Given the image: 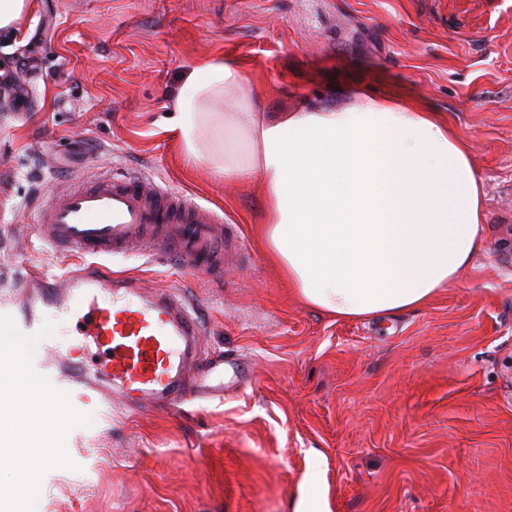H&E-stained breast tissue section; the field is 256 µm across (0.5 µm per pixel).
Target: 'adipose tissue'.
I'll use <instances>...</instances> for the list:
<instances>
[{"label": "adipose tissue", "mask_w": 512, "mask_h": 512, "mask_svg": "<svg viewBox=\"0 0 512 512\" xmlns=\"http://www.w3.org/2000/svg\"><path fill=\"white\" fill-rule=\"evenodd\" d=\"M240 64L188 69L173 130L184 157L257 183L259 235L300 301L336 318L423 307L483 245L466 145L404 97L266 112Z\"/></svg>", "instance_id": "obj_1"}]
</instances>
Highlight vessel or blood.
<instances>
[{
    "mask_svg": "<svg viewBox=\"0 0 512 512\" xmlns=\"http://www.w3.org/2000/svg\"><path fill=\"white\" fill-rule=\"evenodd\" d=\"M220 222L213 210L146 177L108 173L60 190L39 214L42 237L68 252L104 258L138 244L203 273L212 272L209 257L217 247L242 248ZM48 311L68 316L71 335L92 340L103 357L90 369L74 363L72 347L50 346L36 370L61 392L126 408L135 399L177 407L191 397L224 395V359L201 361L202 326L177 294H149L133 277H105L90 265L51 283L22 279L13 300L0 303V314L25 335L40 329Z\"/></svg>",
    "mask_w": 512,
    "mask_h": 512,
    "instance_id": "1",
    "label": "vessel or blood"
}]
</instances>
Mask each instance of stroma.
<instances>
[{"mask_svg": "<svg viewBox=\"0 0 512 512\" xmlns=\"http://www.w3.org/2000/svg\"><path fill=\"white\" fill-rule=\"evenodd\" d=\"M0 30V299L71 254L38 235L62 185L139 173L223 216L245 250L217 276L138 248L112 271L184 298L209 355L252 384L131 414L81 407L70 467L34 512H512V0H29ZM238 60L268 112L399 91L439 113L484 186L485 245L426 306L338 319L269 263L252 188L188 163L183 73Z\"/></svg>", "mask_w": 512, "mask_h": 512, "instance_id": "stroma-1", "label": "stroma"}]
</instances>
